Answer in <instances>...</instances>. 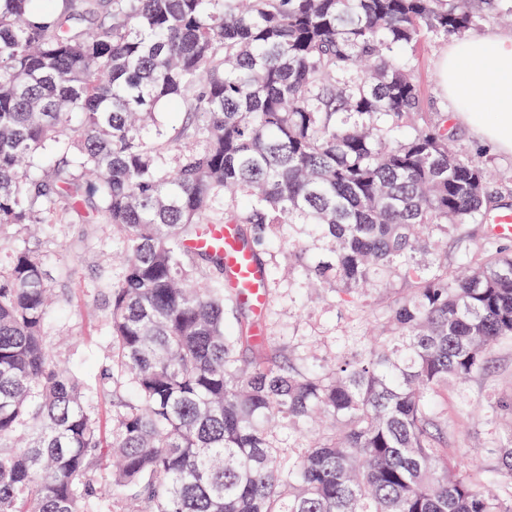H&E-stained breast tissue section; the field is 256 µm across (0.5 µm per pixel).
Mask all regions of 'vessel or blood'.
Segmentation results:
<instances>
[{
    "mask_svg": "<svg viewBox=\"0 0 512 512\" xmlns=\"http://www.w3.org/2000/svg\"><path fill=\"white\" fill-rule=\"evenodd\" d=\"M186 247L193 252L217 251L224 256V268L230 282L238 288L255 312H263L267 305L266 272L253 253L242 246L236 225L207 224Z\"/></svg>",
    "mask_w": 512,
    "mask_h": 512,
    "instance_id": "vessel-or-blood-1",
    "label": "vessel or blood"
}]
</instances>
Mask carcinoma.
Wrapping results in <instances>:
<instances>
[{
    "label": "carcinoma",
    "instance_id": "cac0c4a2",
    "mask_svg": "<svg viewBox=\"0 0 512 512\" xmlns=\"http://www.w3.org/2000/svg\"><path fill=\"white\" fill-rule=\"evenodd\" d=\"M487 14L512 0H0V225L82 224L92 199L125 243L110 421L47 344L45 263L0 245V512H512V432L472 474L443 406L512 341V251L438 253L498 192L410 56ZM164 103L173 136L150 129ZM217 211L258 244L302 226L327 259L292 254L340 302L386 283L376 335L327 369L278 361L230 323L238 289L191 285L182 243Z\"/></svg>",
    "mask_w": 512,
    "mask_h": 512
}]
</instances>
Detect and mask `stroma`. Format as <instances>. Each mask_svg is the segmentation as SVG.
Segmentation results:
<instances>
[{"mask_svg":"<svg viewBox=\"0 0 512 512\" xmlns=\"http://www.w3.org/2000/svg\"><path fill=\"white\" fill-rule=\"evenodd\" d=\"M446 52V42L429 38L416 52L414 75L427 108H451L439 84L436 63ZM455 147L482 159L494 176L499 205L512 210V155L481 147L470 130L454 125ZM299 232L278 231L259 245L257 256L268 272L270 295L263 316V332L271 336L284 355L302 358L316 366L328 364L343 338L367 335L388 299L377 290L354 304L339 305L335 293L315 294L304 289L301 268L290 265L288 243ZM0 243L26 244L38 251L48 265L60 296L51 308L45 334L61 361L87 382L100 379L110 351L104 330V299L121 276L124 244L116 232L102 224H45L37 234L23 226L0 227ZM512 395V344L498 345L487 373L464 382L448 384V451L462 457L469 467L484 465L486 451L501 438L505 421L486 423L477 412L498 397Z\"/></svg>","mask_w":512,"mask_h":512,"instance_id":"1","label":"stroma"}]
</instances>
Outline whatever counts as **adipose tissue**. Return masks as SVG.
Here are the masks:
<instances>
[{"mask_svg": "<svg viewBox=\"0 0 512 512\" xmlns=\"http://www.w3.org/2000/svg\"><path fill=\"white\" fill-rule=\"evenodd\" d=\"M439 68L456 121L481 143L512 154V33L454 39Z\"/></svg>", "mask_w": 512, "mask_h": 512, "instance_id": "ef3b65f1", "label": "adipose tissue"}]
</instances>
